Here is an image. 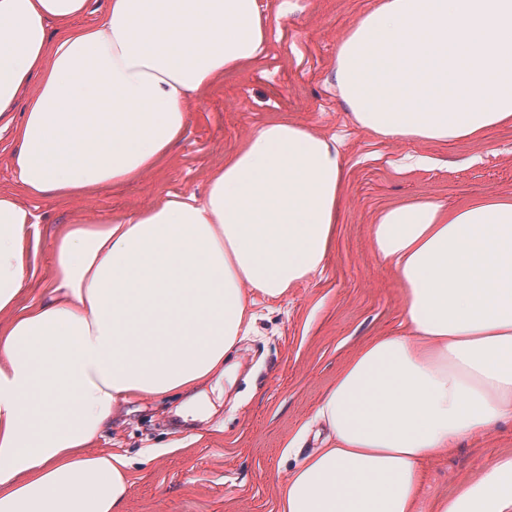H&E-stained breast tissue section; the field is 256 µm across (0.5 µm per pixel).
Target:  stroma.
Returning <instances> with one entry per match:
<instances>
[{"mask_svg": "<svg viewBox=\"0 0 512 512\" xmlns=\"http://www.w3.org/2000/svg\"><path fill=\"white\" fill-rule=\"evenodd\" d=\"M375 0H287L264 56L225 75L194 104L183 137L160 169L102 185L76 199H30L42 217L44 251L29 293L52 276L49 248L59 225L96 223L157 205L169 192H205L212 170L259 126L281 117L336 137L344 194L321 275L276 300L255 296L253 320L195 398L180 393L117 406L89 446L131 462L123 512H280L282 491L328 434L317 408L336 373L364 342L404 321L394 273L372 249L378 214L431 198L454 208L512 194V129L483 141L385 138L361 127L336 86L343 38ZM408 154L431 157L405 171ZM512 453V420L424 463L422 512L500 455Z\"/></svg>", "mask_w": 512, "mask_h": 512, "instance_id": "1", "label": "stroma"}]
</instances>
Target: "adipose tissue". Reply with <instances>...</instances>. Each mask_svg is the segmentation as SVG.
Segmentation results:
<instances>
[{
  "mask_svg": "<svg viewBox=\"0 0 512 512\" xmlns=\"http://www.w3.org/2000/svg\"><path fill=\"white\" fill-rule=\"evenodd\" d=\"M0 0V512H122L129 464L86 448L135 397L192 390L252 321L324 270L344 191L334 141L271 120L205 194L67 224L45 293L34 197L87 195L153 171L194 103L261 58L258 0ZM337 87L382 137L454 142L512 128V0H381L343 41ZM375 253L402 332L364 343L317 410L329 441L281 512H421L424 461L512 420V194L386 209ZM433 512H512V453Z\"/></svg>",
  "mask_w": 512,
  "mask_h": 512,
  "instance_id": "1",
  "label": "adipose tissue"
}]
</instances>
